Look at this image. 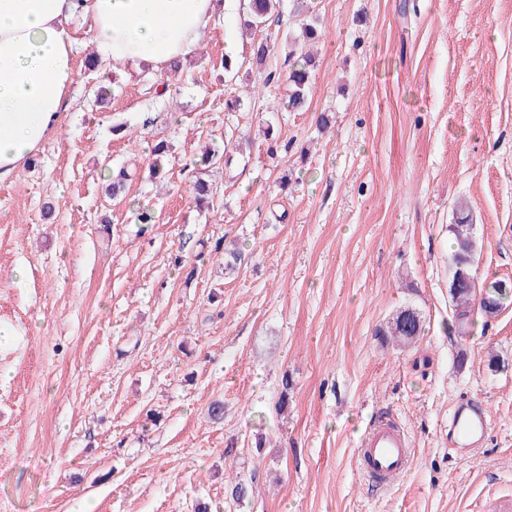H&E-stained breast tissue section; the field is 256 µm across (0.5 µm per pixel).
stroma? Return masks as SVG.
<instances>
[{
    "label": "stroma",
    "mask_w": 512,
    "mask_h": 512,
    "mask_svg": "<svg viewBox=\"0 0 512 512\" xmlns=\"http://www.w3.org/2000/svg\"><path fill=\"white\" fill-rule=\"evenodd\" d=\"M292 5L255 34L216 15L164 96L130 66L99 106L111 69H86L90 22L70 21L57 130L0 181V512L512 506V307L459 336L448 280L463 202L480 275L512 281V0H313L300 111L285 51L252 63L263 38L299 34ZM162 139L170 164L153 179ZM205 146L227 152L207 174L191 164ZM132 163L123 200L105 196L108 169ZM201 177L213 207L191 199ZM141 207L156 217L145 234ZM231 248L250 257L228 275ZM407 305L425 332L403 347L378 330ZM461 400L488 413L473 457L448 438ZM382 416L412 448L387 487L357 458Z\"/></svg>",
    "instance_id": "obj_1"
}]
</instances>
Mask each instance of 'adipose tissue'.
I'll use <instances>...</instances> for the list:
<instances>
[{"instance_id":"ef3b65f1","label":"adipose tissue","mask_w":512,"mask_h":512,"mask_svg":"<svg viewBox=\"0 0 512 512\" xmlns=\"http://www.w3.org/2000/svg\"><path fill=\"white\" fill-rule=\"evenodd\" d=\"M224 8L223 0H0V180L56 130L74 80L75 12L91 19L98 50L119 71L189 55Z\"/></svg>"}]
</instances>
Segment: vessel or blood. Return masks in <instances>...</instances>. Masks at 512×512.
<instances>
[{"instance_id": "b4317fda", "label": "vessel or blood", "mask_w": 512, "mask_h": 512, "mask_svg": "<svg viewBox=\"0 0 512 512\" xmlns=\"http://www.w3.org/2000/svg\"><path fill=\"white\" fill-rule=\"evenodd\" d=\"M487 425L485 408L462 402L448 420V435L454 446L468 455L483 446ZM357 454L363 473L371 481L387 486L394 476L406 471L411 450L405 434L392 420L384 417L366 431Z\"/></svg>"}]
</instances>
